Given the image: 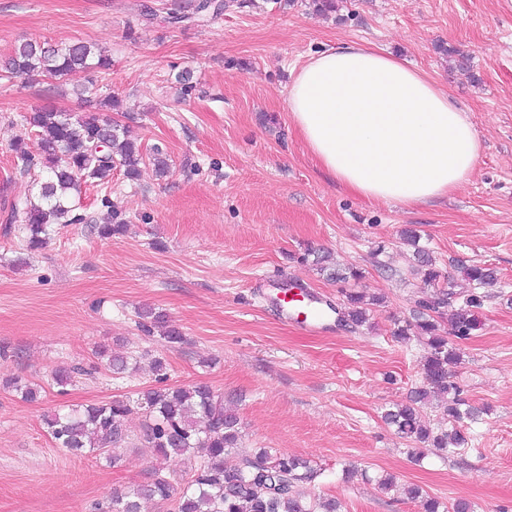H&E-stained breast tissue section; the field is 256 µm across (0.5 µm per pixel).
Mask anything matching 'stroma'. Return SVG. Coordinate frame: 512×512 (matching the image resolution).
<instances>
[{
	"mask_svg": "<svg viewBox=\"0 0 512 512\" xmlns=\"http://www.w3.org/2000/svg\"><path fill=\"white\" fill-rule=\"evenodd\" d=\"M170 3L0 0L1 55L25 39L80 40L108 54L99 88L122 101L114 120L170 163L162 176L148 164L131 181L118 167L108 184L84 186L82 208L96 221L115 213L123 233L72 224L27 251L5 222L11 204L36 192L14 164L20 117L44 106L77 113L81 103L47 76L0 77V512H92L158 468L185 484L190 466L179 459L131 446L113 463L77 456L44 424L57 410L136 397L153 386L157 356L169 385L204 383L237 400L242 451L274 448L320 469L310 494L338 499L342 512H419L403 492L412 484L447 503L466 499L474 512H512V0H341L326 17L305 0L285 9L231 0L214 20L178 25ZM349 42L425 71L467 112L482 151L447 198L368 202L317 166L288 117V89L314 56ZM184 70L197 82L189 96L175 80ZM409 225L440 267L498 271L455 369L463 399L483 415L468 426L467 448L419 461L381 419L420 383V347L392 336L426 294L401 237ZM310 248L362 269L360 288L383 295L369 323L312 333L282 321L280 280L341 299L339 284L303 262ZM145 305L183 343L142 332ZM119 339L142 362L116 379L93 351ZM72 364L90 375L53 385L54 370ZM17 378L40 385L36 400L9 388ZM348 468L358 471L349 481ZM382 473L397 488L380 490Z\"/></svg>",
	"mask_w": 512,
	"mask_h": 512,
	"instance_id": "1",
	"label": "stroma"
}]
</instances>
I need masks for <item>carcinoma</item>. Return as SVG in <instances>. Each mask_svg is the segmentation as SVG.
Returning <instances> with one entry per match:
<instances>
[{
	"label": "carcinoma",
	"mask_w": 512,
	"mask_h": 512,
	"mask_svg": "<svg viewBox=\"0 0 512 512\" xmlns=\"http://www.w3.org/2000/svg\"><path fill=\"white\" fill-rule=\"evenodd\" d=\"M224 7L222 0H177L169 19L176 24L207 15L215 18ZM111 69L112 59L93 52L92 46L83 41H23L0 61V70L15 77L45 75L70 84L86 104L84 115L40 109L22 116L23 132L15 140L13 151L21 170L35 176L38 192L35 199L14 204L10 220L31 251L43 247L52 225L89 222L87 215L76 212L74 204L88 182L110 181L117 165L124 168L130 180L136 179L141 166L148 162L160 174L169 169L161 149L143 152L128 138L126 128L101 114L105 107L118 106L117 97H87L90 88L80 82V75L89 71L106 75ZM403 239L415 246L416 274L432 293L418 300L411 316L396 323L392 331L397 341H415L423 348L421 382L405 402L386 410L383 420L399 438L416 445L419 456L430 448L453 453L467 445L463 421L475 419L477 412L461 409V387L450 367L461 362L460 342L470 339L479 327L478 310L485 298L479 289L497 281L498 274L485 263H462L458 270L466 287L457 292L455 279L437 267L428 250L418 246L417 230L406 229ZM309 257L327 279L345 284L340 309L336 310L339 322L351 328L368 323L372 308L384 297L346 287L362 278L361 269L340 267L330 255L315 250L304 254V258ZM138 315L145 332L162 327L168 343L184 341L182 333L168 324L165 314L145 307ZM95 355L115 375L126 373L131 362L137 360L136 355L118 353L110 345L98 346ZM153 370L156 385L133 400L116 398L101 405L77 406L44 419L59 447L115 461L111 449L121 447L129 438L126 419L136 412L142 417L140 438L154 456L197 459L182 490L158 471L150 481L112 496L107 506L97 507L95 512H141L149 501L168 503L171 512H340L335 499L310 497L308 486L320 472L309 460L270 448L238 453L240 417L224 406L223 396L205 384L168 385L166 363L161 358L154 359ZM431 404L441 411L448 426H433L426 419L424 408ZM404 491L407 498L419 503L420 512H472V504L466 500L445 506L416 485Z\"/></svg>",
	"instance_id": "carcinoma-1"
}]
</instances>
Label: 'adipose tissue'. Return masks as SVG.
Wrapping results in <instances>:
<instances>
[{
    "instance_id": "ef3b65f1",
    "label": "adipose tissue",
    "mask_w": 512,
    "mask_h": 512,
    "mask_svg": "<svg viewBox=\"0 0 512 512\" xmlns=\"http://www.w3.org/2000/svg\"><path fill=\"white\" fill-rule=\"evenodd\" d=\"M287 105L320 169L369 202L415 207L448 196L481 154L466 112L435 80L364 45L311 59Z\"/></svg>"
}]
</instances>
